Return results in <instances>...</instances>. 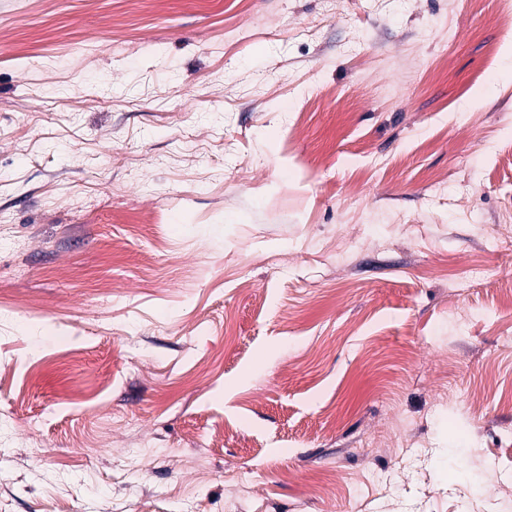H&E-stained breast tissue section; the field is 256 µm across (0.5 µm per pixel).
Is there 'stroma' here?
<instances>
[{
    "label": "stroma",
    "mask_w": 512,
    "mask_h": 512,
    "mask_svg": "<svg viewBox=\"0 0 512 512\" xmlns=\"http://www.w3.org/2000/svg\"><path fill=\"white\" fill-rule=\"evenodd\" d=\"M502 0H0V512H512Z\"/></svg>",
    "instance_id": "stroma-1"
}]
</instances>
